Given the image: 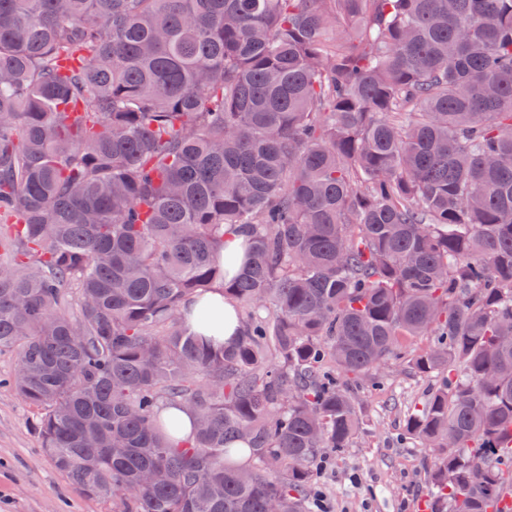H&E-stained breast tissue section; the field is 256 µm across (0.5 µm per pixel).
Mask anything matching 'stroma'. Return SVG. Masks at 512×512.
<instances>
[{
	"instance_id": "obj_1",
	"label": "stroma",
	"mask_w": 512,
	"mask_h": 512,
	"mask_svg": "<svg viewBox=\"0 0 512 512\" xmlns=\"http://www.w3.org/2000/svg\"><path fill=\"white\" fill-rule=\"evenodd\" d=\"M362 385L360 431L319 474L329 512H429L430 452L403 438L407 414L421 407L427 378L396 364ZM32 408L0 388V512H109L81 497L44 456Z\"/></svg>"
}]
</instances>
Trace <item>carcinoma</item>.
Returning <instances> with one entry per match:
<instances>
[{"instance_id": "cac0c4a2", "label": "carcinoma", "mask_w": 512, "mask_h": 512, "mask_svg": "<svg viewBox=\"0 0 512 512\" xmlns=\"http://www.w3.org/2000/svg\"><path fill=\"white\" fill-rule=\"evenodd\" d=\"M2 350L112 512H314L394 362L431 512H512V0H0ZM247 256V244L244 238L236 235H229L224 243V266L226 260L237 259V266L230 271L232 276L244 263ZM208 299L217 309H224V326L222 334H212L205 332L204 336H217L214 341L216 343L230 342L236 335L239 328V322L235 307L228 301L224 300V294L221 289H217L208 295Z\"/></svg>"}]
</instances>
